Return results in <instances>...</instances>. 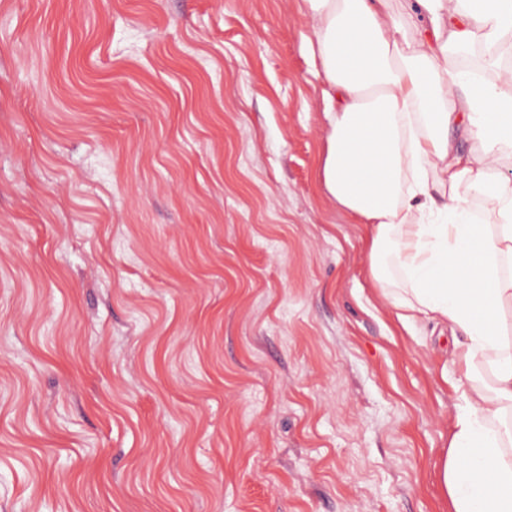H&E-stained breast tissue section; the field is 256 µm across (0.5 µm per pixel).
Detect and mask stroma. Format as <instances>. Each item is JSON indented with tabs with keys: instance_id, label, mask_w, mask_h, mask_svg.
I'll list each match as a JSON object with an SVG mask.
<instances>
[{
	"instance_id": "35a3bbf8",
	"label": "stroma",
	"mask_w": 512,
	"mask_h": 512,
	"mask_svg": "<svg viewBox=\"0 0 512 512\" xmlns=\"http://www.w3.org/2000/svg\"><path fill=\"white\" fill-rule=\"evenodd\" d=\"M297 0H0V512H452L451 335L320 176Z\"/></svg>"
}]
</instances>
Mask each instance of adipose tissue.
Segmentation results:
<instances>
[{
  "label": "adipose tissue",
  "mask_w": 512,
  "mask_h": 512,
  "mask_svg": "<svg viewBox=\"0 0 512 512\" xmlns=\"http://www.w3.org/2000/svg\"><path fill=\"white\" fill-rule=\"evenodd\" d=\"M298 0L322 76L326 192L370 229L398 308L462 332L441 481L454 512H512V0ZM482 204L481 214L470 208Z\"/></svg>",
  "instance_id": "1"
}]
</instances>
